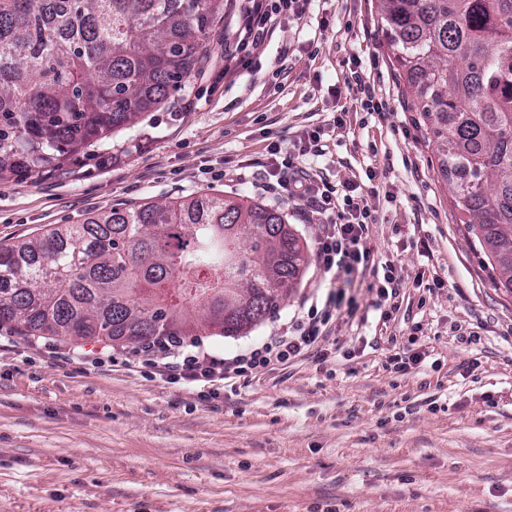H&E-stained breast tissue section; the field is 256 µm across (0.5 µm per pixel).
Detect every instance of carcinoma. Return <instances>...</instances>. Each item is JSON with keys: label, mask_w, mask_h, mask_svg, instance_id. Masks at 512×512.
Here are the masks:
<instances>
[{"label": "carcinoma", "mask_w": 512, "mask_h": 512, "mask_svg": "<svg viewBox=\"0 0 512 512\" xmlns=\"http://www.w3.org/2000/svg\"><path fill=\"white\" fill-rule=\"evenodd\" d=\"M224 0H0V182L59 168L206 59ZM464 223L512 285V0H379ZM306 257L284 216L219 196L113 208L0 247V324L145 345L239 336Z\"/></svg>", "instance_id": "1"}]
</instances>
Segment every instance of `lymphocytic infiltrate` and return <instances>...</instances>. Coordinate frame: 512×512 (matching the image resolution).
<instances>
[{
    "instance_id": "lymphocytic-infiltrate-1",
    "label": "lymphocytic infiltrate",
    "mask_w": 512,
    "mask_h": 512,
    "mask_svg": "<svg viewBox=\"0 0 512 512\" xmlns=\"http://www.w3.org/2000/svg\"><path fill=\"white\" fill-rule=\"evenodd\" d=\"M310 0H248L232 46L225 50V74H232L241 54L260 49L275 30L280 15L305 16ZM326 129L315 126L299 136V155L274 162L272 168L257 171L256 178L271 191L287 193L298 202L303 216H320L321 234L316 242V256L323 273L381 274L376 286L378 305H391L400 295L405 279L393 264L375 262L366 241L374 222L372 209L357 183L344 182L334 186L307 167L304 156H324ZM331 308L308 310L307 319L289 332L270 337L247 355L228 359L205 350L184 352L183 341H161L145 346L147 355L162 359V368L170 379L193 383L226 380L272 365L285 366L298 357H321L317 345L326 334Z\"/></svg>"
}]
</instances>
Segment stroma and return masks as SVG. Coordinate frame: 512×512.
Here are the masks:
<instances>
[{"instance_id":"stroma-1","label":"stroma","mask_w":512,"mask_h":512,"mask_svg":"<svg viewBox=\"0 0 512 512\" xmlns=\"http://www.w3.org/2000/svg\"><path fill=\"white\" fill-rule=\"evenodd\" d=\"M224 6L201 74L89 160L0 185V245L115 207L204 194L263 204L287 215L309 255L298 285L246 335L198 341L244 353L339 293L325 358L234 379L206 400L168 383L139 347L0 325V512H512V288L452 204L377 0H312L229 77L224 45L242 0ZM355 73L383 95L387 117L335 129L330 155L310 164L333 185L376 171L384 195L367 246L408 278L387 317L372 275L320 271L318 220L249 170L358 109ZM429 264L444 288L413 282ZM416 352L412 373L387 368Z\"/></svg>"}]
</instances>
